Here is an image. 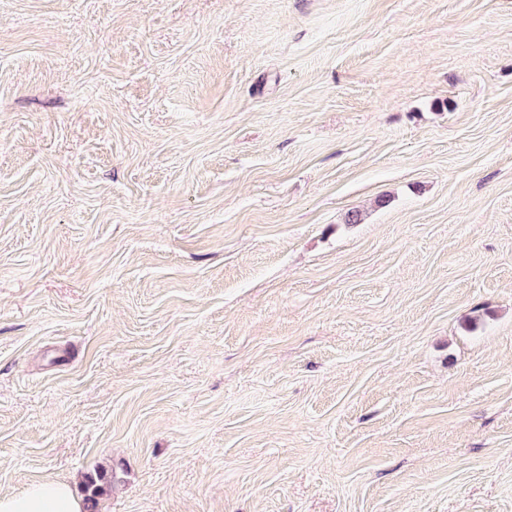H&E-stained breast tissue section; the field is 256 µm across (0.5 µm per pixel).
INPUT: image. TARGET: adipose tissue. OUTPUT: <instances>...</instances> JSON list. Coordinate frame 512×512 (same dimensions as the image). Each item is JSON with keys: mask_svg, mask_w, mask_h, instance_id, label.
Here are the masks:
<instances>
[{"mask_svg": "<svg viewBox=\"0 0 512 512\" xmlns=\"http://www.w3.org/2000/svg\"><path fill=\"white\" fill-rule=\"evenodd\" d=\"M0 512H85V504L70 485L49 480L0 495Z\"/></svg>", "mask_w": 512, "mask_h": 512, "instance_id": "adipose-tissue-1", "label": "adipose tissue"}]
</instances>
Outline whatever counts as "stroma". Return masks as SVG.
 I'll use <instances>...</instances> for the list:
<instances>
[{"mask_svg": "<svg viewBox=\"0 0 512 512\" xmlns=\"http://www.w3.org/2000/svg\"><path fill=\"white\" fill-rule=\"evenodd\" d=\"M512 512V0H0V494Z\"/></svg>", "mask_w": 512, "mask_h": 512, "instance_id": "stroma-1", "label": "stroma"}]
</instances>
